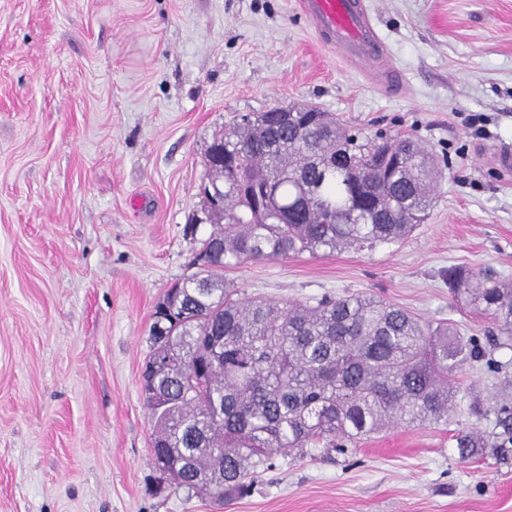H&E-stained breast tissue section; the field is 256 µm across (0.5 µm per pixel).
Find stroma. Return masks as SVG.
Wrapping results in <instances>:
<instances>
[{
	"label": "stroma",
	"mask_w": 512,
	"mask_h": 512,
	"mask_svg": "<svg viewBox=\"0 0 512 512\" xmlns=\"http://www.w3.org/2000/svg\"><path fill=\"white\" fill-rule=\"evenodd\" d=\"M396 78L322 45L297 0H0V512H512L498 433L512 339L452 267L512 280V0H367ZM313 105L413 137L442 177L398 244L232 264L246 296L373 294L483 344L447 421L276 455L218 501L152 463L140 385L157 303L196 272L204 160L238 116Z\"/></svg>",
	"instance_id": "obj_1"
}]
</instances>
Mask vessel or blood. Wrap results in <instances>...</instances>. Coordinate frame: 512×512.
<instances>
[{
	"instance_id": "vessel-or-blood-1",
	"label": "vessel or blood",
	"mask_w": 512,
	"mask_h": 512,
	"mask_svg": "<svg viewBox=\"0 0 512 512\" xmlns=\"http://www.w3.org/2000/svg\"><path fill=\"white\" fill-rule=\"evenodd\" d=\"M316 31L351 62L391 74L388 49L365 0H301Z\"/></svg>"
}]
</instances>
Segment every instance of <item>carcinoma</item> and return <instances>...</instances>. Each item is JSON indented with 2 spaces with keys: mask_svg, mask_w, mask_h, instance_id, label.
Masks as SVG:
<instances>
[{
  "mask_svg": "<svg viewBox=\"0 0 512 512\" xmlns=\"http://www.w3.org/2000/svg\"><path fill=\"white\" fill-rule=\"evenodd\" d=\"M214 139L202 185L224 186V228L202 241L200 271L170 288L155 314L144 399L152 441L176 471V487L242 493L275 453L356 442L392 423L448 418L452 376L485 358L473 339L364 295L316 307L242 299L224 264L362 248L410 236L424 220L437 162L418 142L350 134L328 112H258ZM456 297L512 333V283L486 269L453 268ZM512 442V408L499 410ZM461 458L484 441L455 435Z\"/></svg>",
  "mask_w": 512,
  "mask_h": 512,
  "instance_id": "cac0c4a2",
  "label": "carcinoma"
}]
</instances>
